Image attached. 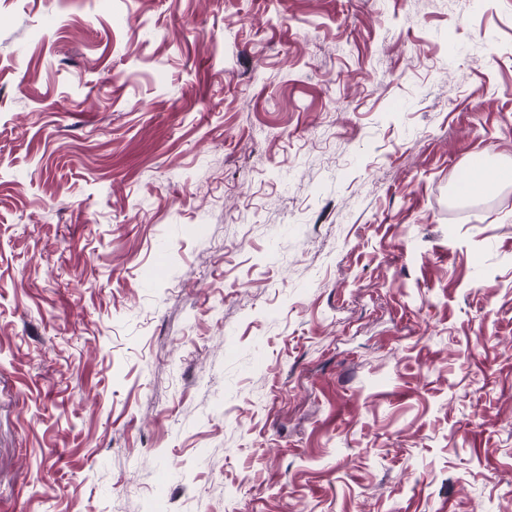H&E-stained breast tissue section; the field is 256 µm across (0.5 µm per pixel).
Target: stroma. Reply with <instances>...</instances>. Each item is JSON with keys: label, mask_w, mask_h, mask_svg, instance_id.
<instances>
[{"label": "stroma", "mask_w": 512, "mask_h": 512, "mask_svg": "<svg viewBox=\"0 0 512 512\" xmlns=\"http://www.w3.org/2000/svg\"><path fill=\"white\" fill-rule=\"evenodd\" d=\"M512 0H0V512H512Z\"/></svg>", "instance_id": "obj_1"}]
</instances>
